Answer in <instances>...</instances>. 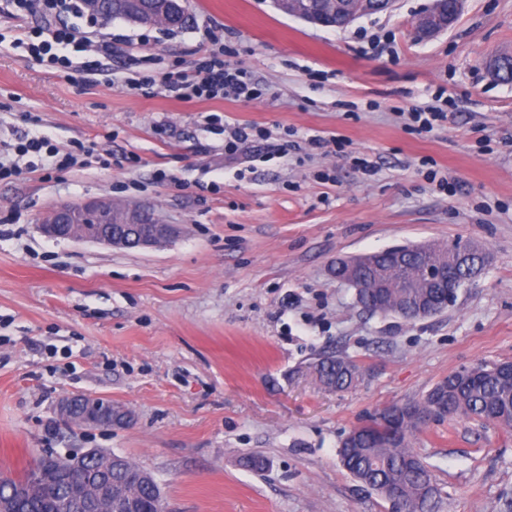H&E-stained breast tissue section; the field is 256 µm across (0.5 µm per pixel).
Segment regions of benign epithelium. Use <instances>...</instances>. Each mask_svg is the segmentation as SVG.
I'll return each instance as SVG.
<instances>
[{
    "mask_svg": "<svg viewBox=\"0 0 512 512\" xmlns=\"http://www.w3.org/2000/svg\"><path fill=\"white\" fill-rule=\"evenodd\" d=\"M182 0H159L157 14L142 20L150 26L159 21L167 20V14L181 9ZM394 0H328L318 9H313L307 0H277V4L288 15L322 27H332L336 17L348 24L361 15L388 10ZM448 29V19L444 17L440 7L432 6L422 13L415 25L416 34L429 38L434 34ZM141 224L143 229L136 237L135 245L140 248H153L172 234V226L159 220L145 222L142 211L136 207H125L116 211L110 199H92L79 204H62L51 211L50 216L42 224L43 233L55 239L89 241L96 244L121 248L126 242L112 235L114 224ZM366 262V256H350L337 262L336 271L344 274L349 283L358 291L370 293L376 297L379 310L391 306L388 301V290L391 288H443L445 279L441 276V268L429 265L422 269L420 275L407 282H397L387 273H378L372 278L359 274ZM82 402L84 411L79 419L86 427L110 426L118 421H126L128 412L125 408L112 402H103L98 398L65 394L56 404L58 414L65 420L75 416L77 402ZM90 459L102 462V474L94 481L70 489L67 496L69 512H114L112 496V480L108 474L112 470V462L117 460L116 454L102 448H90L81 453L60 455L50 453L40 457L33 464L35 480L44 478L57 479L69 468H83ZM31 497L29 486L17 488L10 499L0 501V512H26L25 505Z\"/></svg>",
    "mask_w": 512,
    "mask_h": 512,
    "instance_id": "obj_1",
    "label": "benign epithelium"
}]
</instances>
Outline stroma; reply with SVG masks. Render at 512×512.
Here are the masks:
<instances>
[{
	"label": "stroma",
	"mask_w": 512,
	"mask_h": 512,
	"mask_svg": "<svg viewBox=\"0 0 512 512\" xmlns=\"http://www.w3.org/2000/svg\"><path fill=\"white\" fill-rule=\"evenodd\" d=\"M429 3L396 0L331 29L272 0H185L180 30L79 20L84 49L68 68L15 46L30 20L0 12V162L20 169L0 180V474L104 448L150 471L168 512H390L342 466L344 436L448 374L512 360V84L486 69L512 52V0H465L420 40ZM109 38L117 54L86 75ZM217 43L258 99L128 91ZM425 106L445 120L411 130L404 113ZM245 125L266 137L226 155ZM23 134L73 165L17 155ZM93 198L152 210L178 234L128 250L41 232L56 205ZM457 240L485 245L492 264L415 322L364 311L333 273L346 256ZM324 354L354 360L359 381L325 389L313 371ZM67 393L133 421L68 426L55 413ZM410 446L440 512L512 500V428L433 422Z\"/></svg>",
	"instance_id": "35a3bbf8"
}]
</instances>
